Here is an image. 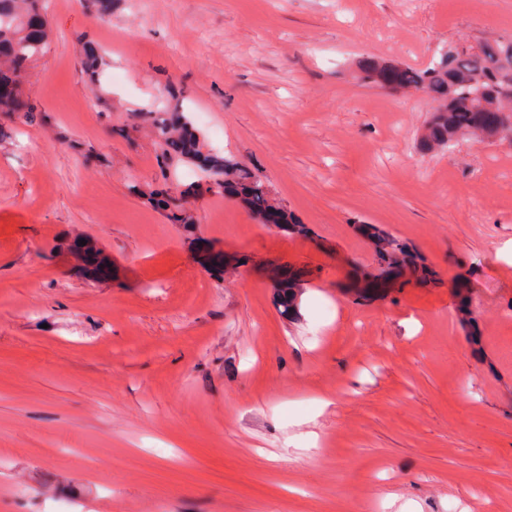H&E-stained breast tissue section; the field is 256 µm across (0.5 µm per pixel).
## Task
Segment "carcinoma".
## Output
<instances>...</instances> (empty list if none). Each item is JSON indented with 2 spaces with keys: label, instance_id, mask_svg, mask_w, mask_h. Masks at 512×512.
<instances>
[{
  "label": "carcinoma",
  "instance_id": "1",
  "mask_svg": "<svg viewBox=\"0 0 512 512\" xmlns=\"http://www.w3.org/2000/svg\"><path fill=\"white\" fill-rule=\"evenodd\" d=\"M47 38L40 0H0V114L32 111V105L23 98L22 80ZM104 65L105 58L86 45L81 66L93 92ZM358 69L361 80L368 85L391 93L422 91L432 99L434 114L418 142L424 153L446 147L457 138L480 135L484 140L492 139L504 125L500 109L512 107V42L507 40L480 41L476 45L462 40L425 69L394 65L374 57L359 60ZM143 117L152 121L163 160L195 164L251 214L271 217L292 235L310 233L306 225L276 202L259 175L231 158L203 153L190 113L176 108L162 116L148 112ZM358 231L374 244L375 263L390 268L392 263L400 262L398 274L405 280L399 286L412 278L422 283L438 280V273L406 242L373 224H360ZM283 276L288 278V289L278 294L277 300L281 314L291 316L299 308L304 278L291 270L283 272Z\"/></svg>",
  "mask_w": 512,
  "mask_h": 512
}]
</instances>
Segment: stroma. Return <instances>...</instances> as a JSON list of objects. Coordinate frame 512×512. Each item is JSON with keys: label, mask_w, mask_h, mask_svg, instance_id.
Returning a JSON list of instances; mask_svg holds the SVG:
<instances>
[{"label": "stroma", "mask_w": 512, "mask_h": 512, "mask_svg": "<svg viewBox=\"0 0 512 512\" xmlns=\"http://www.w3.org/2000/svg\"><path fill=\"white\" fill-rule=\"evenodd\" d=\"M0 118V512H512V143L420 152L434 104L363 85L512 37V0H48ZM108 61L97 92L79 39ZM190 112L308 224H262L143 112ZM182 194L192 228L146 198ZM440 273L355 302L357 225ZM111 264L87 278L67 250ZM309 270L278 311L284 268ZM470 280L477 335L450 282ZM330 398L321 406L320 398ZM84 240H86L85 245H80V244L75 245L74 239H73L68 242L67 248L69 249L70 253L80 262L83 270L85 269L86 272L90 275H97L92 272L93 269L99 265L103 268V270H106L108 268V264H109L108 259L102 253V251L97 248V246L92 241H90L88 239H84ZM89 247L92 248L93 252H94L95 262L93 264H88L86 262V257H87L86 250Z\"/></svg>", "instance_id": "obj_1"}]
</instances>
